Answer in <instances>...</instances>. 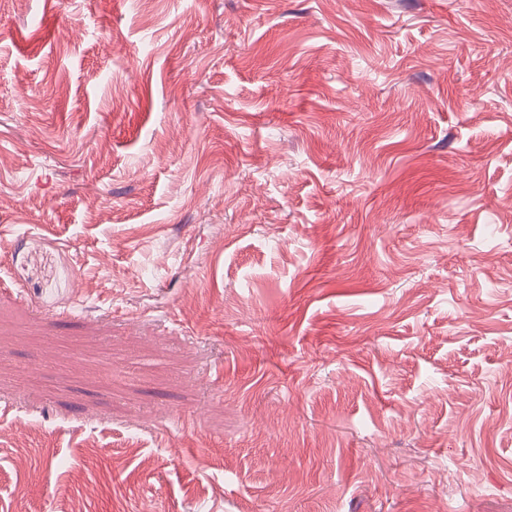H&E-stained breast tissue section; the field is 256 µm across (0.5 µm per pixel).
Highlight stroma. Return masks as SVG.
Returning a JSON list of instances; mask_svg holds the SVG:
<instances>
[{
    "mask_svg": "<svg viewBox=\"0 0 512 512\" xmlns=\"http://www.w3.org/2000/svg\"><path fill=\"white\" fill-rule=\"evenodd\" d=\"M0 512H512V0H0Z\"/></svg>",
    "mask_w": 512,
    "mask_h": 512,
    "instance_id": "1",
    "label": "stroma"
}]
</instances>
